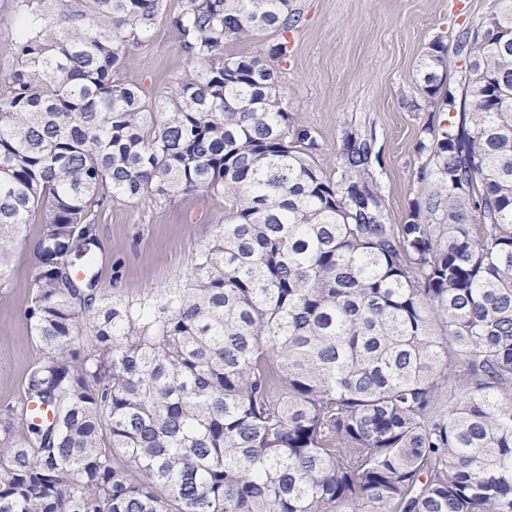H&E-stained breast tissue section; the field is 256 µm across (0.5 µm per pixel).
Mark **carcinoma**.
<instances>
[{
	"mask_svg": "<svg viewBox=\"0 0 512 512\" xmlns=\"http://www.w3.org/2000/svg\"><path fill=\"white\" fill-rule=\"evenodd\" d=\"M14 9L0 281L42 213L40 356L0 408V512H512V0L457 35L462 93L447 45L425 55L451 117L403 224L367 140L330 179L273 69L224 53L288 33L292 0H186L169 24L194 70L154 104L113 76L164 0ZM197 193L227 223L186 286L101 293L112 202ZM280 40L277 33H271L257 39H241L229 37L224 41V51L227 55L255 56L265 53L267 44ZM268 41V42H267Z\"/></svg>",
	"mask_w": 512,
	"mask_h": 512,
	"instance_id": "cac0c4a2",
	"label": "carcinoma"
}]
</instances>
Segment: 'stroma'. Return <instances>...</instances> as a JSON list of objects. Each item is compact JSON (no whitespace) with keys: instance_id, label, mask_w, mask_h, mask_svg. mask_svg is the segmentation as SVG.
<instances>
[{"instance_id":"stroma-1","label":"stroma","mask_w":512,"mask_h":512,"mask_svg":"<svg viewBox=\"0 0 512 512\" xmlns=\"http://www.w3.org/2000/svg\"><path fill=\"white\" fill-rule=\"evenodd\" d=\"M300 14L288 32V53L270 59L290 113L317 143L313 159L338 178L347 134L370 138V176L391 223H405L429 185L420 147L426 127L448 115L422 94L420 64L435 41L453 44L464 28L484 22L496 0H293ZM167 13L150 34L129 42L116 73L154 101L189 75L168 16L186 0H165ZM224 222V197L190 195L113 203L96 226L101 292L135 301L183 287L197 253ZM37 225L15 244L0 284V406L20 400L38 352L26 307L36 272Z\"/></svg>"}]
</instances>
